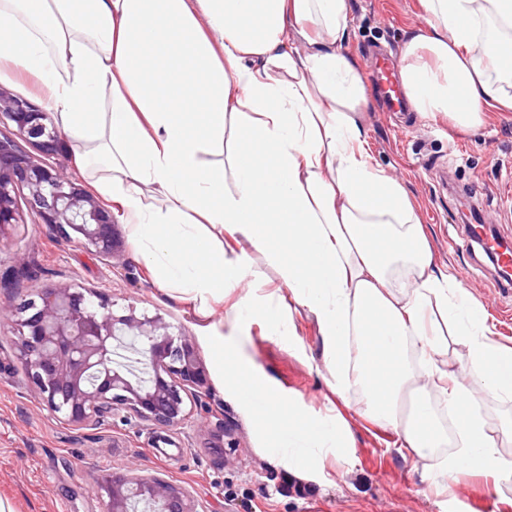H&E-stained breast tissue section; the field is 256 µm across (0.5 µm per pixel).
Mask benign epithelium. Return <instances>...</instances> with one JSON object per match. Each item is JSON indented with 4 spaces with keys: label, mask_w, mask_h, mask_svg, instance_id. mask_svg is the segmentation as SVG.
I'll return each instance as SVG.
<instances>
[{
    "label": "benign epithelium",
    "mask_w": 512,
    "mask_h": 512,
    "mask_svg": "<svg viewBox=\"0 0 512 512\" xmlns=\"http://www.w3.org/2000/svg\"><path fill=\"white\" fill-rule=\"evenodd\" d=\"M15 127L0 136V234L18 223L17 194L41 223L82 243L106 260L123 256L111 211L62 170L39 161L27 143L50 154L61 133L43 108L0 86V125ZM5 307L20 327L15 346L30 385L60 422L96 428L115 416L126 424L161 429L182 426L192 402L208 385L207 372L192 342L159 317L116 315L92 288L49 286ZM107 512H206L189 490L157 476L103 473L96 481Z\"/></svg>",
    "instance_id": "benign-epithelium-1"
}]
</instances>
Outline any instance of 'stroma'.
I'll return each mask as SVG.
<instances>
[{
    "label": "stroma",
    "instance_id": "35a3bbf8",
    "mask_svg": "<svg viewBox=\"0 0 512 512\" xmlns=\"http://www.w3.org/2000/svg\"><path fill=\"white\" fill-rule=\"evenodd\" d=\"M422 22L419 0H351L350 51L371 96L364 118L370 154L406 187L436 265L481 303L497 341L512 347V294L497 287L493 264L473 249L461 220V205L469 203L512 241V112L491 113L478 132H462L444 119L390 111L370 78L379 60L398 58L407 33ZM18 206L19 222L0 242V302L13 289L97 288L116 314L158 316L189 336L208 387L191 418L162 440L149 426L117 419L75 429L54 419L28 384L12 343L17 330L0 317V498L14 512H103L97 476L130 469L186 487L207 512H512V481L495 487L475 477L435 495L420 466L399 455L394 432L366 417L356 394L333 392L318 327L302 308L293 311L287 336L267 335L263 324L250 322L246 352L272 388L295 401L290 422L320 416L342 424L348 440L322 465H309L305 449L295 448L283 466V434L267 425L263 411L245 413L231 398L232 381L218 377L224 357L212 338L229 332L223 304L203 313L160 290L125 224L117 226L123 257L112 264L41 224L26 201ZM212 410L232 438L221 448L208 447L199 432Z\"/></svg>",
    "mask_w": 512,
    "mask_h": 512
}]
</instances>
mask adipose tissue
<instances>
[{"instance_id": "ef3b65f1", "label": "adipose tissue", "mask_w": 512, "mask_h": 512, "mask_svg": "<svg viewBox=\"0 0 512 512\" xmlns=\"http://www.w3.org/2000/svg\"><path fill=\"white\" fill-rule=\"evenodd\" d=\"M419 4L424 24L399 59L415 111L463 130L512 112V0ZM350 12V0H0V82L35 80L160 289L204 310L249 281L225 314L237 332L248 315L285 335L293 307L306 308L333 391L356 393L423 477L497 484L512 476L499 444L512 424L492 434L479 407L512 400V347L435 267L413 202L372 162ZM235 115L245 134L232 138ZM228 237L265 255L279 291L265 292ZM452 337L463 359L449 354ZM215 344L236 402L251 407L248 392H261L281 425L283 403L241 343ZM422 385L457 417V449L442 463ZM289 442L314 462L346 433L306 420Z\"/></svg>"}]
</instances>
